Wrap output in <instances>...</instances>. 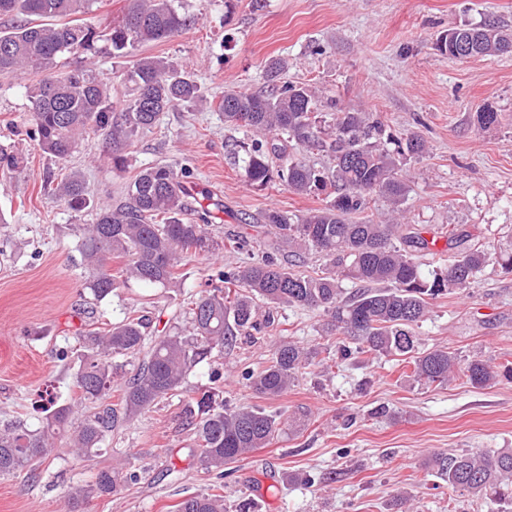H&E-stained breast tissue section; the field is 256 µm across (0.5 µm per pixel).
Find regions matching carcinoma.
Listing matches in <instances>:
<instances>
[{
  "label": "carcinoma",
  "instance_id": "carcinoma-1",
  "mask_svg": "<svg viewBox=\"0 0 512 512\" xmlns=\"http://www.w3.org/2000/svg\"><path fill=\"white\" fill-rule=\"evenodd\" d=\"M121 17L100 32L84 19L94 0H0V16L17 23L0 29V76L30 77L32 138L42 152L65 164L79 151L85 137L94 133L109 145L107 158L117 165L122 151L139 133L155 126L160 114L180 105L206 102L194 76L172 60L138 53L149 43L167 41L189 29L196 18L180 12L174 0H125ZM46 22L31 24L29 18ZM500 31L494 23L456 27L455 36L483 38L476 56L503 52L488 34ZM105 38L112 58L126 62L124 79L132 97L117 104L108 84L80 59L96 53ZM78 59L65 64L64 56ZM279 63L266 69L267 89L224 92L218 110L224 123L244 131L238 144L249 182L267 188L280 185L297 195H318L332 188L320 208L294 214L276 208L263 215V227L274 243L250 262L228 271L220 267L209 275L210 289L200 294L188 311L185 324L152 336L145 316L126 315L100 331L79 332L83 354L73 377L77 397L56 406L41 427L0 428V475L25 472L56 457V435L72 424L83 404H94L70 435L72 453L88 457L102 450L112 434L160 403L176 396L193 371L211 365V385L183 402L180 416L191 434L190 452L215 475L224 479V466L257 448H264L280 430L281 416L242 406L229 408L221 367L214 354L237 344L238 337L262 334L274 325L273 311L296 307L322 312L327 336H343L338 351L346 358L358 353L404 357L416 382L445 385L465 377L483 387L498 376L480 356L461 360L446 348L420 352L414 326L423 321L431 301L464 291L491 259V249L469 243L470 235L448 229L446 249L453 256L442 267L424 271L416 253L436 245L395 222L403 211L410 187L404 166L425 153L421 135L408 131L399 137L386 133L385 124L372 112L341 108L320 112L321 102L306 86L276 84ZM314 152L328 160L325 166L307 160ZM26 166L14 146L0 145V170L20 172ZM188 171L166 163L143 168L127 185L125 200L117 206L101 205L85 191L76 172L55 183L46 180L57 199L76 212H93V222L78 224L79 251L85 268V285L93 299L102 301L135 280L159 288H178L184 261L214 253L220 244L201 222L187 218L193 210L183 178ZM392 207L394 222H356L373 197ZM288 250L298 262L315 255L322 269L314 274L292 270L294 263L278 257ZM121 267L112 271V262ZM358 285L348 292L346 282ZM355 348H350L349 344ZM135 358L134 375L121 377L112 360ZM330 357L316 349L280 338L270 347L268 365L246 370L242 378L258 395L274 398L293 387L306 370L317 364L329 368ZM448 488L483 501L489 512H512V448H484L457 454H434L427 462ZM140 481L137 471L123 463L99 468L93 480L66 492L68 512L82 503L110 496ZM174 512H226L221 494H197L176 505Z\"/></svg>",
  "mask_w": 512,
  "mask_h": 512
}]
</instances>
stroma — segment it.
Returning <instances> with one entry per match:
<instances>
[{"label": "stroma", "mask_w": 512, "mask_h": 512, "mask_svg": "<svg viewBox=\"0 0 512 512\" xmlns=\"http://www.w3.org/2000/svg\"><path fill=\"white\" fill-rule=\"evenodd\" d=\"M198 21L181 35L143 47L186 67L205 96L225 90H261L266 64H282L280 78L306 85L322 101L379 113L389 131L423 136L426 154L409 164L411 192L404 221L435 238L455 225L475 240L512 249V53L456 59L436 43L448 29L491 20L512 33V0H183ZM27 79L0 77V142L28 159L24 171L0 173V424L40 426L50 404L70 402L78 369V333L103 328L126 312L151 322L171 318L205 287L213 262L239 266L246 255H200L182 268L184 285L157 288L137 282L96 301L84 286L75 225L92 220L45 194L47 175L79 172L88 192L119 203L146 165H186L197 198L215 203L212 234L260 242L263 212L301 214L322 197L281 186L250 185L232 145L241 131L216 108L177 107L125 149L124 164L100 159L91 138L67 165L55 164L30 136ZM497 112L494 125L477 121ZM322 313L278 309L262 343L238 340L225 351L224 399L292 417L271 443L225 466L227 505L249 502L248 512H487L485 504L451 492L426 469L435 452L512 448V378L484 388L464 379L424 386L406 377L400 358L368 353L337 358L314 369L287 393L265 398L241 379L262 369L272 341L287 336L318 349H336L323 336ZM422 348L445 347L459 357L483 356L512 365V272L487 264L471 288L432 302L416 330ZM177 399L160 403L104 451L78 459L66 437L59 458L35 479L0 476V512H65L68 488L96 470L129 457L141 479L121 493L91 499L81 512H172L183 498L211 488L212 473L189 454L188 431ZM306 473L310 485L291 483ZM413 491L400 504L401 491Z\"/></svg>", "instance_id": "35a3bbf8"}]
</instances>
